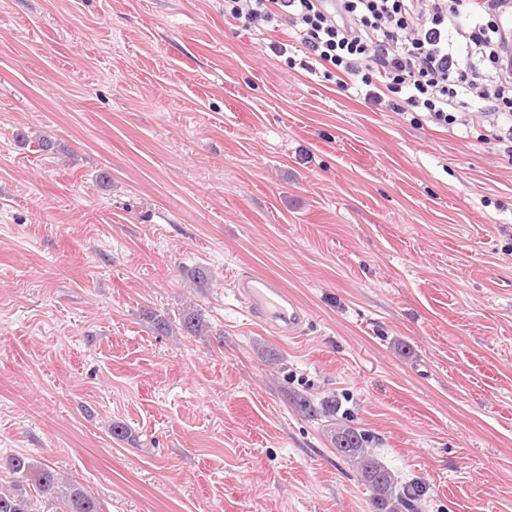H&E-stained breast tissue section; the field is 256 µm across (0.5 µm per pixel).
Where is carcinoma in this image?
Segmentation results:
<instances>
[{"mask_svg": "<svg viewBox=\"0 0 512 512\" xmlns=\"http://www.w3.org/2000/svg\"><path fill=\"white\" fill-rule=\"evenodd\" d=\"M179 326L190 335L202 332L203 321L192 306L182 311ZM365 435L355 430L336 434L337 452L353 462L361 479L372 489L371 512H417V501L396 492L392 472L364 449ZM17 486L32 485L38 494L54 502L57 512H104L101 502L82 486L62 479L51 466L24 456L11 459ZM0 512H32L31 501L21 493L0 492Z\"/></svg>", "mask_w": 512, "mask_h": 512, "instance_id": "obj_1", "label": "carcinoma"}]
</instances>
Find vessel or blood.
<instances>
[{"label": "vessel or blood", "mask_w": 512, "mask_h": 512, "mask_svg": "<svg viewBox=\"0 0 512 512\" xmlns=\"http://www.w3.org/2000/svg\"><path fill=\"white\" fill-rule=\"evenodd\" d=\"M234 294L252 320L282 337L297 335L309 316L306 308L272 277L239 274L234 280Z\"/></svg>", "instance_id": "b4317fda"}]
</instances>
